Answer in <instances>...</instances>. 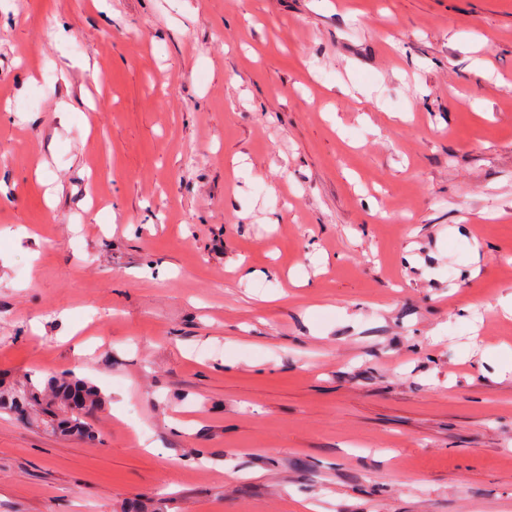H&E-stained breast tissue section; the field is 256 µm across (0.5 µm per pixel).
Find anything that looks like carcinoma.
<instances>
[{"instance_id":"obj_1","label":"carcinoma","mask_w":512,"mask_h":512,"mask_svg":"<svg viewBox=\"0 0 512 512\" xmlns=\"http://www.w3.org/2000/svg\"><path fill=\"white\" fill-rule=\"evenodd\" d=\"M102 404L98 388L71 374L47 381L28 374L9 386H0V410L33 417L51 432L90 439L91 413Z\"/></svg>"}]
</instances>
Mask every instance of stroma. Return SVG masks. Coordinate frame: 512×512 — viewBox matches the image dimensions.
I'll use <instances>...</instances> for the list:
<instances>
[{"label":"stroma","instance_id":"35a3bbf8","mask_svg":"<svg viewBox=\"0 0 512 512\" xmlns=\"http://www.w3.org/2000/svg\"><path fill=\"white\" fill-rule=\"evenodd\" d=\"M0 102V381L105 400L0 512H512V0H0Z\"/></svg>","mask_w":512,"mask_h":512}]
</instances>
